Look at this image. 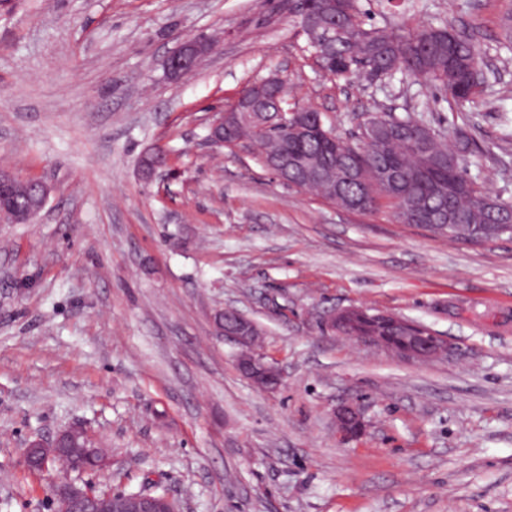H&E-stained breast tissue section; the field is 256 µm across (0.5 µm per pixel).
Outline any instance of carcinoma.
<instances>
[{"label":"carcinoma","mask_w":512,"mask_h":512,"mask_svg":"<svg viewBox=\"0 0 512 512\" xmlns=\"http://www.w3.org/2000/svg\"><path fill=\"white\" fill-rule=\"evenodd\" d=\"M299 25L307 36L323 39V68L338 79L403 75L448 92L459 101H474L482 81L474 78L481 57L472 39L452 25L379 27L363 19L360 0H302ZM428 126L421 117L374 112L363 124L360 143L343 141L332 125L322 124L327 138L297 139L271 123L251 129L248 140L261 154L285 151L310 167H319L341 184L332 194L327 181L290 170L280 178L345 207V199L361 198L365 211L380 201L404 224L424 223L432 232L449 211L464 222L475 241L512 237V201L492 197L466 176L459 155L445 137L432 131L427 143L415 146L410 133Z\"/></svg>","instance_id":"cac0c4a2"}]
</instances>
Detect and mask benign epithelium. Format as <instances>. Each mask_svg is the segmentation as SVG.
<instances>
[{
  "mask_svg": "<svg viewBox=\"0 0 512 512\" xmlns=\"http://www.w3.org/2000/svg\"><path fill=\"white\" fill-rule=\"evenodd\" d=\"M212 50L210 39L204 35L182 43L166 60V71L173 80H178L192 71L199 61ZM262 92L253 96L246 103V111L262 112L267 103L281 96L284 90V80L278 75H272L257 83ZM281 123L292 124L293 133L303 139L314 132L311 127L297 120V112H280ZM242 125L240 117L233 113L217 112L210 122V143L215 146L228 144L224 130L228 123ZM163 152L156 150L144 155L142 171L147 177L155 175L162 168L160 157ZM15 175L7 170L0 169V212L9 199L14 185ZM50 187L47 183L38 184L37 196L40 199L38 206L26 210L22 214V223L32 224L44 208ZM356 317L373 319L374 323H382L386 328L394 331L398 328H409L412 323L406 319L390 315H370L365 308L344 310L331 315L329 328L336 329V321H347ZM217 334L233 339L241 351L237 358V367L240 373L263 391H273L279 388L284 381L282 371L273 363L266 360L254 342L259 330L256 324L240 312H235L233 322L215 325ZM349 339L385 348L400 355L413 359L426 360L433 357L432 342L428 336H403L400 341L386 333L375 329L349 336ZM337 428L344 435L354 434L359 427V415L355 408L345 407L339 410L336 416ZM60 455H67L70 461L64 473L55 472V461ZM24 462L28 470L51 476L52 498L56 502L59 512H110L112 509V495L107 492L98 494L95 488L87 483H78L70 477L73 472L98 469L106 464V455L101 452L91 434L80 426H71L59 433L54 439L44 441L35 439L29 442L24 451ZM121 512H173L171 498L165 497L160 501H144L140 499L127 500L120 507Z\"/></svg>",
  "mask_w": 512,
  "mask_h": 512,
  "instance_id": "1",
  "label": "benign epithelium"
}]
</instances>
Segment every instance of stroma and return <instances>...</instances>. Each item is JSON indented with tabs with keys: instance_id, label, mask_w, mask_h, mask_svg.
I'll list each match as a JSON object with an SVG mask.
<instances>
[{
	"instance_id": "35a3bbf8",
	"label": "stroma",
	"mask_w": 512,
	"mask_h": 512,
	"mask_svg": "<svg viewBox=\"0 0 512 512\" xmlns=\"http://www.w3.org/2000/svg\"><path fill=\"white\" fill-rule=\"evenodd\" d=\"M377 26L473 34L483 91L459 102L402 77L323 73L297 0H6L0 169L51 187L32 224L0 223V512H52L29 440L73 424L110 462L81 479L167 493L181 512H512V238L451 241L387 204L345 210L283 184L252 144L207 140L213 113L270 74L289 106L359 141L373 110L424 117L469 178L512 200V0H364ZM213 50L172 81L167 57ZM169 175L143 180L144 151ZM363 306L420 323L445 357L334 334ZM232 307L284 374L241 375L214 332ZM362 428L336 429L342 405Z\"/></svg>"
}]
</instances>
